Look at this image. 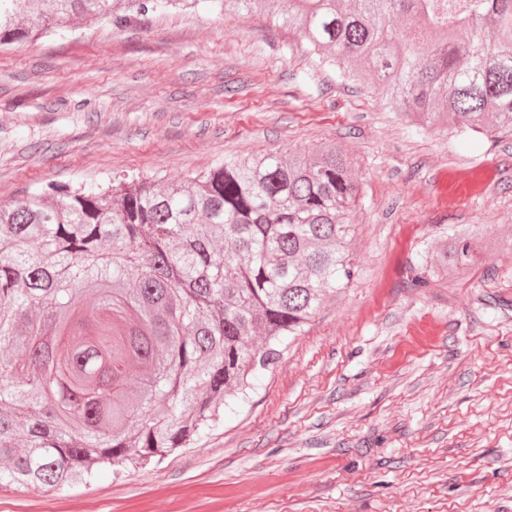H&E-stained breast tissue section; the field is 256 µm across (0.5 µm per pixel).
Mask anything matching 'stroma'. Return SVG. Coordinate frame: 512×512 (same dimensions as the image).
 Returning <instances> with one entry per match:
<instances>
[{
    "label": "stroma",
    "instance_id": "35a3bbf8",
    "mask_svg": "<svg viewBox=\"0 0 512 512\" xmlns=\"http://www.w3.org/2000/svg\"><path fill=\"white\" fill-rule=\"evenodd\" d=\"M327 142L361 180L348 288L200 441L118 478L2 483L0 512H512V253L406 286L449 225L512 235V136L411 125L250 13L0 48V203Z\"/></svg>",
    "mask_w": 512,
    "mask_h": 512
}]
</instances>
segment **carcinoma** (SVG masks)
I'll use <instances>...</instances> for the list:
<instances>
[{"mask_svg":"<svg viewBox=\"0 0 512 512\" xmlns=\"http://www.w3.org/2000/svg\"><path fill=\"white\" fill-rule=\"evenodd\" d=\"M201 4L299 34L319 63L422 123L512 134V0H0V46ZM360 198L326 143L179 183L132 171L1 203L0 482L86 481L211 430L350 281ZM483 248L512 251V237L454 225L409 287L466 276Z\"/></svg>","mask_w":512,"mask_h":512,"instance_id":"cac0c4a2","label":"carcinoma"}]
</instances>
